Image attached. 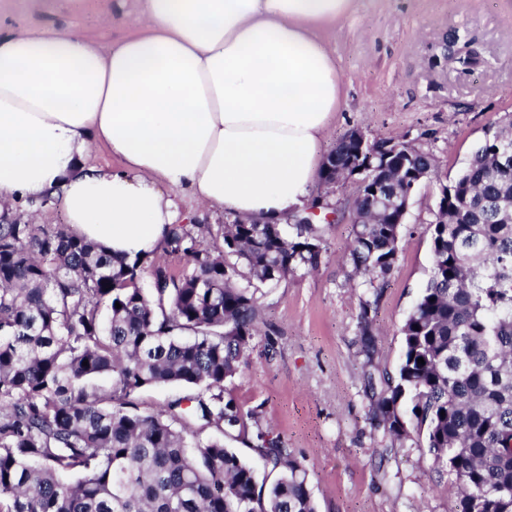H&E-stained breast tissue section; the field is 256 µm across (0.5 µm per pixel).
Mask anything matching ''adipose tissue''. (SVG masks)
I'll use <instances>...</instances> for the list:
<instances>
[{
    "label": "adipose tissue",
    "instance_id": "ef3b65f1",
    "mask_svg": "<svg viewBox=\"0 0 512 512\" xmlns=\"http://www.w3.org/2000/svg\"><path fill=\"white\" fill-rule=\"evenodd\" d=\"M351 0H141L139 33H0V214L60 198L79 236L162 253L175 193L245 221L301 208L340 104L318 31ZM105 147L116 168L88 164Z\"/></svg>",
    "mask_w": 512,
    "mask_h": 512
}]
</instances>
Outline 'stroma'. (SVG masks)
Listing matches in <instances>:
<instances>
[{
	"mask_svg": "<svg viewBox=\"0 0 512 512\" xmlns=\"http://www.w3.org/2000/svg\"><path fill=\"white\" fill-rule=\"evenodd\" d=\"M139 0H0V30L70 28L107 44L139 31ZM113 24H103L104 15ZM320 35L336 60L340 106L325 132L333 148L357 129L369 139H405L432 152L438 179L412 195L397 263L377 282L375 362L396 373L405 320L432 270L431 225L439 178L455 177L472 153L512 119V0H352ZM481 61L452 59L453 36ZM310 197L336 209L325 224L317 271L260 286V332L249 365L224 385L260 426L279 434L307 470L318 512H449L453 493L427 449H386L363 389L357 316L363 288L349 282L354 185Z\"/></svg>",
	"mask_w": 512,
	"mask_h": 512,
	"instance_id": "obj_1",
	"label": "stroma"
}]
</instances>
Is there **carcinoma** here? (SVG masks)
Wrapping results in <instances>:
<instances>
[{"label":"carcinoma","mask_w":512,"mask_h":512,"mask_svg":"<svg viewBox=\"0 0 512 512\" xmlns=\"http://www.w3.org/2000/svg\"><path fill=\"white\" fill-rule=\"evenodd\" d=\"M359 146L343 135L320 179L361 181L346 257L372 287L398 259L395 211L438 166L415 144L395 157ZM294 229L286 238L276 223L235 218L214 237L171 224L164 252L183 260L175 274L148 254L116 260L68 225L1 215L0 512H317L306 470L272 430L256 426L249 442L279 473L268 486L224 446L253 417L224 382L248 365L259 333L254 283L320 260V225ZM432 252L397 375L366 372L364 389L391 443L411 440L447 471L452 512H512V121L448 182ZM375 312L360 299L368 365ZM101 375L112 376L106 391L94 384ZM167 385L193 393L143 406V391Z\"/></svg>","instance_id":"cac0c4a2"}]
</instances>
